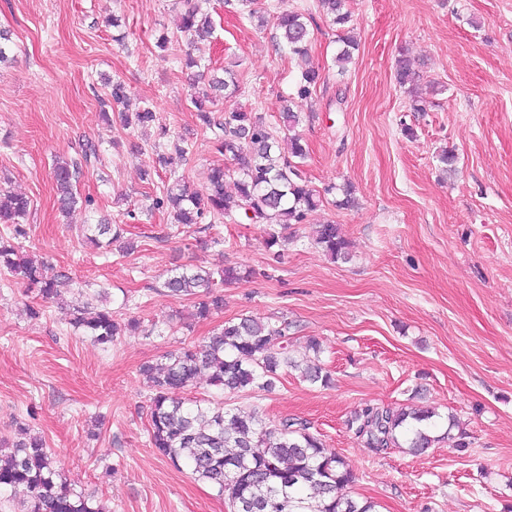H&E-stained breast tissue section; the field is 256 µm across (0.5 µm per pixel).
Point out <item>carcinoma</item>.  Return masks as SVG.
I'll return each mask as SVG.
<instances>
[{"label":"carcinoma","instance_id":"obj_1","mask_svg":"<svg viewBox=\"0 0 512 512\" xmlns=\"http://www.w3.org/2000/svg\"><path fill=\"white\" fill-rule=\"evenodd\" d=\"M324 13L335 25L343 27L339 41L343 48L337 62L346 64L356 38L347 28L351 15L344 11V0H320ZM281 42L297 56L308 55L310 30L302 16L282 10L273 17ZM179 29L187 34L209 35L212 21L196 0H186V10L179 19ZM320 73L308 68L301 73L296 94L301 100L311 95ZM395 80L410 96L415 112L426 110V99L414 92L415 73L411 61L402 56L395 65ZM239 85L232 70L215 77L209 89L197 92L192 104L198 119L214 135L217 150L228 157L232 166L212 168L205 192H191L175 182L167 186L160 206L173 211L174 223L199 224L209 217L215 221H236L240 215L253 224H299L306 212L316 209L320 195L309 188L302 164L307 153L298 135L290 139L288 152L275 149L271 133L260 117L241 108L224 112V120L211 116L207 104L223 92L232 98ZM98 158V145L87 142L80 158L56 163L53 180L60 210L69 211L78 204L73 192L83 168ZM236 175L235 192L224 189L227 177ZM26 197L0 189V224L14 225L15 235L23 234L20 219L26 216ZM89 239L107 249L117 241L123 228L106 220L88 228ZM316 244L334 261L349 260V244L337 225L321 224L316 229ZM0 265L9 269L29 287L38 289L45 300L60 296L69 286L70 277L51 272L41 259L21 255L10 241L0 237ZM245 278L235 268L216 273L182 266L163 283L169 296L202 295L194 316L206 319L223 310V298L217 288ZM74 328L104 347L112 345L122 330L109 308L84 305L74 309ZM288 323L279 325L259 317L245 316L227 321L223 328L198 345L166 353L161 362L146 364L142 372L151 384L149 438L157 452L176 468L187 467L197 479L206 482L216 495L228 501L230 512H377L371 500H359L348 488L356 479L344 460L327 448L320 436L302 419L283 418L268 424L254 411L227 408L224 399H182L181 390L194 387L200 376L222 395L270 391L283 367L300 370L312 384H330V376L314 360L298 362L288 356ZM446 422L439 436L432 429ZM365 447L375 451L401 448L422 454L433 444L448 440L459 452L469 448L467 433L452 434L458 420L446 419L430 409L369 405L347 422ZM23 489V512H104L100 505L74 491L63 477L56 459L44 439L33 436L16 444L0 457V489Z\"/></svg>","mask_w":512,"mask_h":512}]
</instances>
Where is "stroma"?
<instances>
[{
  "instance_id": "1",
  "label": "stroma",
  "mask_w": 512,
  "mask_h": 512,
  "mask_svg": "<svg viewBox=\"0 0 512 512\" xmlns=\"http://www.w3.org/2000/svg\"><path fill=\"white\" fill-rule=\"evenodd\" d=\"M180 0H0L7 32L0 62V188L30 201L26 234L0 235L73 280L63 301L0 269V455L24 433L43 437L75 491L106 512H230L203 481L176 469L147 433L151 389L141 368L198 344L224 322L253 315L288 325L300 358L309 338L333 384L282 371L273 392L239 393L226 406L268 421L307 420L355 472L350 493L378 512H512V0H346L359 48L335 63L342 30L318 0H256L266 16L288 9L309 22V60L278 49L274 26L256 27L238 0H209L214 31L189 43L177 33ZM118 18V26L108 18ZM168 37L159 49L160 37ZM202 63L185 66L186 54ZM406 54L427 100L409 108L394 79ZM320 79L299 101L304 170L323 203L300 224L246 218L173 224L155 206L168 184L204 191L225 164L191 102L207 76L232 68L241 93L217 98L261 116L280 146V112L303 65ZM122 85L124 109L150 107L155 123L124 126L100 101ZM191 143L186 161L159 163L167 137ZM99 146L76 189L93 200L62 215L52 170ZM452 150L455 173L437 155ZM356 204L338 207L344 186ZM123 225L134 253L101 255L83 237L99 217ZM337 224L351 258L335 262L314 242ZM247 270L224 285V309L193 320L194 302L163 294L171 269ZM102 297L123 332L111 347L73 330L77 300ZM40 307L30 317L29 307ZM413 405L460 419L472 442L440 443L421 456L363 446L347 420L369 405Z\"/></svg>"
}]
</instances>
